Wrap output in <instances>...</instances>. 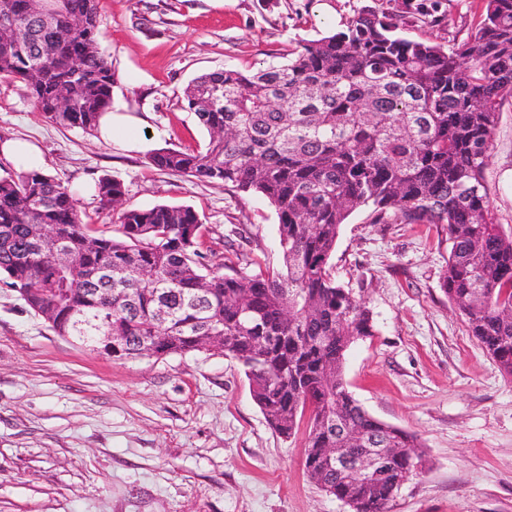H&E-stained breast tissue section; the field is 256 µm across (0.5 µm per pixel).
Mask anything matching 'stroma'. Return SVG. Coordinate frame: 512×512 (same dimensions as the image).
Listing matches in <instances>:
<instances>
[{
  "label": "stroma",
  "instance_id": "1",
  "mask_svg": "<svg viewBox=\"0 0 512 512\" xmlns=\"http://www.w3.org/2000/svg\"><path fill=\"white\" fill-rule=\"evenodd\" d=\"M425 21L402 37L448 46L467 39L483 0H424ZM406 0H99V48L115 73L112 103L138 116L144 151L128 153L59 126L25 82L0 81V137L41 146L47 173L73 191L99 228L87 186L108 175L130 205H186L202 250L241 255L245 272L277 268L278 218L264 198L157 170L148 150L202 148L183 101L201 74L284 62L360 13ZM486 184L495 221L512 230V99L494 132ZM448 246L430 224H344L337 281L373 314L375 333L347 351L343 375L373 417L417 434L420 474L388 512H512V379L468 334L440 288ZM304 432L265 421L243 368L215 349L115 360L55 334L0 284V512H351L303 467Z\"/></svg>",
  "mask_w": 512,
  "mask_h": 512
}]
</instances>
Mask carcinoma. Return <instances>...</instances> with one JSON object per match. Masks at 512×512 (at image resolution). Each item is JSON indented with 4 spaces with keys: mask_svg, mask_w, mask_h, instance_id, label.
Here are the masks:
<instances>
[{
    "mask_svg": "<svg viewBox=\"0 0 512 512\" xmlns=\"http://www.w3.org/2000/svg\"><path fill=\"white\" fill-rule=\"evenodd\" d=\"M468 39L444 48L395 30L410 15L362 14L347 29L303 43L285 63L253 74H203L184 100L209 134L201 150L162 147L161 171L222 183L268 200L283 264L251 275L232 251H200L203 224L189 206H131L123 183L95 186L117 235L82 222L73 192L42 171L0 178V281L59 336L100 345L112 320V357L186 354L224 337L269 426L282 437L306 423L303 466L339 500L386 512L423 464L414 433L369 415L349 393L343 360L373 335V316L333 273L341 226L433 224L448 241L440 288L468 334L512 379V233L494 222L485 172L503 102L512 98V0H484ZM0 0V80L21 79L53 123L95 131L112 102V62L99 51L97 0ZM57 14L47 26L43 16ZM218 99L203 108L201 94ZM68 111H57L59 96ZM67 240L74 265L38 240ZM169 317L158 318L161 308ZM394 448L386 475L366 483L336 472L322 449L332 427Z\"/></svg>",
    "mask_w": 512,
    "mask_h": 512,
    "instance_id": "obj_1",
    "label": "carcinoma"
}]
</instances>
